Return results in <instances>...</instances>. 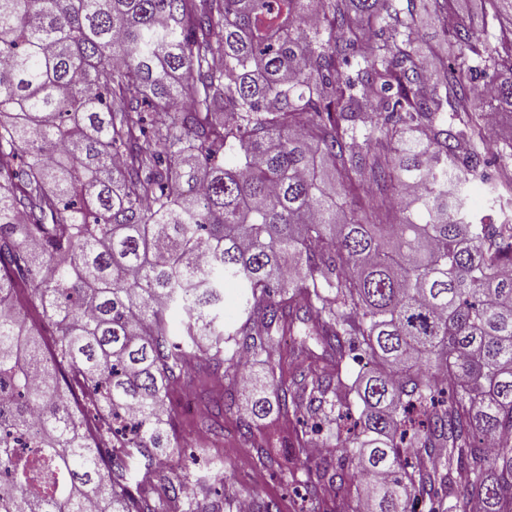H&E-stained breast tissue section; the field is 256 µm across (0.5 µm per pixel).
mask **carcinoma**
<instances>
[{
	"mask_svg": "<svg viewBox=\"0 0 512 512\" xmlns=\"http://www.w3.org/2000/svg\"><path fill=\"white\" fill-rule=\"evenodd\" d=\"M481 10L0 0V512H157L130 481L181 453L166 401L197 358L225 406L251 392L262 466L274 410L335 435L295 449L302 512H512V138L496 175L484 154L485 113L512 122V0Z\"/></svg>",
	"mask_w": 512,
	"mask_h": 512,
	"instance_id": "carcinoma-1",
	"label": "carcinoma"
}]
</instances>
